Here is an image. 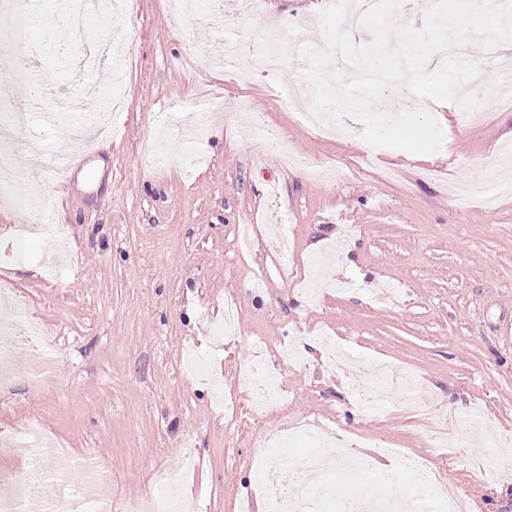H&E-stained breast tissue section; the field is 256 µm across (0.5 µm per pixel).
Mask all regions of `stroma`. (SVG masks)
Wrapping results in <instances>:
<instances>
[{"mask_svg": "<svg viewBox=\"0 0 512 512\" xmlns=\"http://www.w3.org/2000/svg\"><path fill=\"white\" fill-rule=\"evenodd\" d=\"M323 0H235L228 27L221 0H195L173 21L166 0H140L131 16L97 8L94 39L112 29L134 33L123 52L133 65L122 87L126 106L111 131L86 144L89 162L71 181L53 178L66 152L44 114L103 111L94 69L61 39L64 12L16 17L12 46L27 56L43 94L39 108L14 127L19 162L25 146L46 151L24 186L0 182V260L29 311L65 336L45 387L29 384V347L17 349L12 391L0 404V429H21L39 413L73 456L92 452L112 469V512L147 495L160 473H176L195 512H259L255 461L263 440H278L289 470L314 450V433L341 435L371 470L358 481L336 477L325 512H341L376 476L421 497L404 455L429 461L438 481L456 487L471 512H512V195L493 206L460 203L440 174L465 185L474 167H500L512 146V106L490 96L481 123L468 124L455 102L386 91L378 109L419 106L441 114L445 146L432 154L371 149L358 130L338 125L321 135L296 107L270 92L298 82L303 46L323 49ZM283 22L284 65L260 62L266 31ZM237 55L204 68L197 58ZM177 142L180 161L153 167L145 143ZM292 151L340 167L333 183L282 161ZM376 152L368 167L360 158ZM46 203L48 223L67 213L71 244L56 251L45 231L16 237L12 228ZM288 227L287 256L266 243L270 218ZM358 232L346 237V226ZM321 274L333 284L308 304L300 279ZM237 306V336L215 346L212 318ZM335 336L343 366H322L315 331ZM263 341L264 375L282 392L244 424L217 413L214 385L247 405L239 384ZM302 349L303 365L282 354ZM207 356L184 370L187 349ZM378 363L413 373L412 402L368 409L354 382ZM500 444L499 464L485 474L482 432Z\"/></svg>", "mask_w": 512, "mask_h": 512, "instance_id": "stroma-1", "label": "stroma"}]
</instances>
